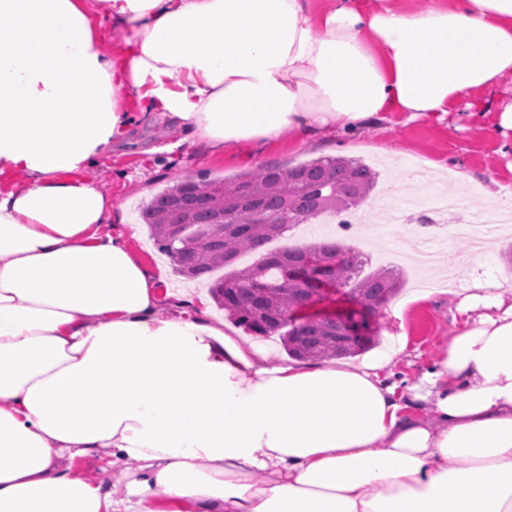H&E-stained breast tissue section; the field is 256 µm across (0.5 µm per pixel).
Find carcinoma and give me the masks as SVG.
Here are the masks:
<instances>
[{
    "label": "carcinoma",
    "instance_id": "1",
    "mask_svg": "<svg viewBox=\"0 0 512 512\" xmlns=\"http://www.w3.org/2000/svg\"><path fill=\"white\" fill-rule=\"evenodd\" d=\"M375 183L367 165L340 157L288 169L264 166L231 181L202 174L154 197L140 217L178 276L206 279L297 224L357 208ZM363 264L359 253L336 239L284 245L213 281L211 294L252 335L280 333L294 359L351 357L374 345L373 320L400 284L389 270L361 275ZM339 291L354 309L341 316L301 314Z\"/></svg>",
    "mask_w": 512,
    "mask_h": 512
}]
</instances>
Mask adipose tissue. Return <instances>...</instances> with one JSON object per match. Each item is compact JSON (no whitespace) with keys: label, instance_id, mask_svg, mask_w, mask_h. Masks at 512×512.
<instances>
[{"label":"adipose tissue","instance_id":"adipose-tissue-1","mask_svg":"<svg viewBox=\"0 0 512 512\" xmlns=\"http://www.w3.org/2000/svg\"><path fill=\"white\" fill-rule=\"evenodd\" d=\"M510 80L512 0H0V512H512V293L476 282L414 381L401 333L272 367L206 297L164 311L84 177L125 96L169 153L442 122Z\"/></svg>","mask_w":512,"mask_h":512}]
</instances>
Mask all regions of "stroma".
<instances>
[{"instance_id":"35a3bbf8","label":"stroma","mask_w":512,"mask_h":512,"mask_svg":"<svg viewBox=\"0 0 512 512\" xmlns=\"http://www.w3.org/2000/svg\"><path fill=\"white\" fill-rule=\"evenodd\" d=\"M123 107L135 118L126 140L101 166L90 170L89 176L112 199L108 232L127 234L129 225H137L138 232L130 237L129 245L149 274L165 280L172 289L165 310L179 305L180 290L190 287L199 294L208 287L175 275L170 260L157 251L146 226L139 223L143 203L176 180L200 172L230 179L263 166L291 168L318 157L356 158L374 168L378 178L369 199L377 207H361L352 213L353 229L348 233H339L336 217L323 215L294 232L291 241L302 244L339 236L366 258L365 272L388 269L399 273L403 285L394 302L402 306L403 317L397 320L387 312L378 317L382 331L379 350L387 349L388 333L401 330L408 339L406 350L392 367L396 380L416 379L433 363L440 347L459 326L455 310L458 300L476 280L489 279L512 289V258L505 253L512 246V223L502 235L492 238L490 249L477 261L467 262L471 249L462 239L441 244L440 262L429 271L416 268L411 260L410 240L420 230L416 221L419 214H432L431 232L441 236L465 215L492 212V204L473 192V181L493 173L502 185L512 189V161L498 153L497 140L480 126L454 115L442 123L420 120L367 127L301 147L283 139L267 144L243 143L232 151L158 154L154 151L158 142L179 139L175 124L161 113L144 112L133 99L124 100ZM443 190L458 199V208L435 211L436 196ZM398 209L403 211L405 223H392ZM424 279L435 284L425 299L420 298L418 288Z\"/></svg>"}]
</instances>
